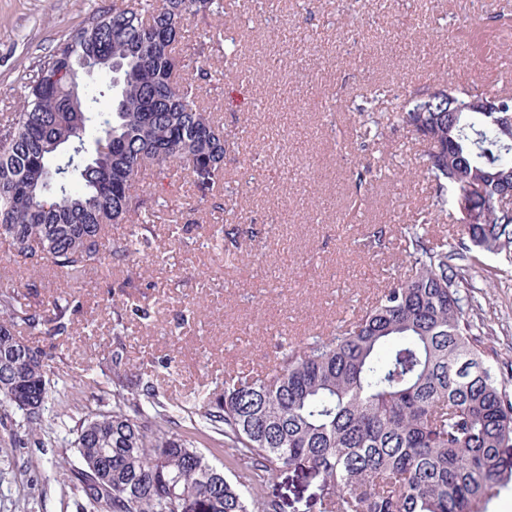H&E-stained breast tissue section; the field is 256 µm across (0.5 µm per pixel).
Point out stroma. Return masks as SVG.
Segmentation results:
<instances>
[{"instance_id": "obj_1", "label": "stroma", "mask_w": 512, "mask_h": 512, "mask_svg": "<svg viewBox=\"0 0 512 512\" xmlns=\"http://www.w3.org/2000/svg\"><path fill=\"white\" fill-rule=\"evenodd\" d=\"M118 2L0 0V119L21 108V76ZM229 2L224 19L190 17L180 44L189 78L224 67L206 31L237 45L235 78L203 87L228 148L211 196L199 200L186 171L171 170L147 244L76 279L16 264L0 243V279L35 304L60 289L74 302L63 334L19 333L53 358V432L0 411V512H84L71 442L81 418L112 408L113 350L128 379L151 371L164 404L218 395L225 373L273 364L281 339L335 331L403 274L399 232L431 201L425 148L402 123L362 137L357 106L377 88L400 95L443 76L455 88L497 86L512 74V0H280L273 11ZM396 167L409 182H396ZM379 230L385 247H362ZM472 276L487 343L512 370V267L483 254ZM320 483L291 468L264 493L282 512H322Z\"/></svg>"}]
</instances>
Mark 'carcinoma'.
Listing matches in <instances>:
<instances>
[{
	"mask_svg": "<svg viewBox=\"0 0 512 512\" xmlns=\"http://www.w3.org/2000/svg\"><path fill=\"white\" fill-rule=\"evenodd\" d=\"M199 12L221 17L224 0L101 10L28 78L21 110L0 123V239L15 262L79 277L125 258L105 247L104 232L150 231L147 165L184 167L207 197L224 169V131L201 105V84L177 77L182 28ZM73 68L111 76L83 89ZM430 90L410 91L397 113L428 146L435 191L433 209L400 232L404 275L336 332L283 340L272 367L228 372L222 394L194 395L187 418L223 437L239 466L234 482L176 430L151 381L129 386L123 352L113 351L112 410L85 416L73 441L93 512H281L264 486L291 467L322 477L323 512H489L512 483V390L475 320L467 261L478 251L512 263V206L498 200L512 179V140L493 115L447 112ZM454 95L512 108V94L479 82ZM475 172L486 174L477 206L487 221L463 225L450 248L430 225L457 209ZM51 305L47 314L0 282V409L23 411L31 431L43 430L51 366L17 330L61 333L69 301L61 293Z\"/></svg>",
	"mask_w": 512,
	"mask_h": 512,
	"instance_id": "carcinoma-1",
	"label": "carcinoma"
}]
</instances>
